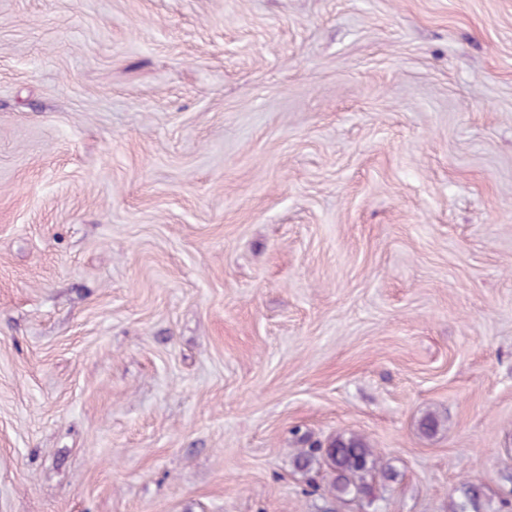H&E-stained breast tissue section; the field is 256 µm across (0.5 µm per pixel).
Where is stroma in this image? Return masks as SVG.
Instances as JSON below:
<instances>
[{
  "instance_id": "1",
  "label": "stroma",
  "mask_w": 512,
  "mask_h": 512,
  "mask_svg": "<svg viewBox=\"0 0 512 512\" xmlns=\"http://www.w3.org/2000/svg\"><path fill=\"white\" fill-rule=\"evenodd\" d=\"M302 433L512 512V0H0V512H322Z\"/></svg>"
}]
</instances>
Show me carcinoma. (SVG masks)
<instances>
[{"mask_svg":"<svg viewBox=\"0 0 512 512\" xmlns=\"http://www.w3.org/2000/svg\"><path fill=\"white\" fill-rule=\"evenodd\" d=\"M322 461L330 474L328 493L339 502L353 501L373 495L371 479L379 475L386 481L395 479L389 468L379 466L372 448L357 435L339 434L328 440L326 446L310 448L295 458V467L308 471L313 463ZM453 512H491L479 487L465 484L461 488V500Z\"/></svg>","mask_w":512,"mask_h":512,"instance_id":"cac0c4a2","label":"carcinoma"}]
</instances>
